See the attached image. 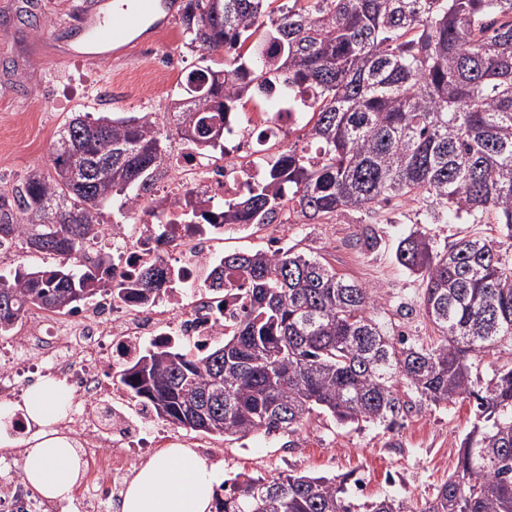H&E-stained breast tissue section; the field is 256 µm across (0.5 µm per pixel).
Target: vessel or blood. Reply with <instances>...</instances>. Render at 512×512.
Listing matches in <instances>:
<instances>
[{"label": "vessel or blood", "mask_w": 512, "mask_h": 512, "mask_svg": "<svg viewBox=\"0 0 512 512\" xmlns=\"http://www.w3.org/2000/svg\"><path fill=\"white\" fill-rule=\"evenodd\" d=\"M177 0H135L132 8L113 9L112 0H86L73 27L93 37H104L114 44L124 43L128 33L144 20L165 19L173 13Z\"/></svg>", "instance_id": "vessel-or-blood-1"}]
</instances>
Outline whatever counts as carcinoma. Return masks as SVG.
Here are the masks:
<instances>
[{"mask_svg":"<svg viewBox=\"0 0 512 512\" xmlns=\"http://www.w3.org/2000/svg\"><path fill=\"white\" fill-rule=\"evenodd\" d=\"M190 41L224 69L188 73L186 98L163 113L70 119L54 141L53 172L36 169L0 190V244L56 260L0 275V338L26 305L71 311L112 284L111 257L87 243L102 207L131 209L163 160L167 124L219 146L213 126L254 89L283 82L316 96L298 108L308 145L288 147L266 182L224 204V223H281L283 210L319 221L422 200L426 224L500 225L512 248V0H182ZM40 221V240L31 228ZM502 241L462 237L440 250L423 235L401 240L396 262L423 277V315L439 338L424 344L384 330L379 291L284 246L224 256L225 279L248 285L251 308L224 344L193 354L163 344L123 369L130 396L186 430L244 437L294 432L318 410L342 425H398L413 408L473 401L475 421L455 471L417 509L406 498L366 512H512V364L490 383L471 358L512 337V263ZM164 282L156 267L131 286L144 297ZM351 476L271 479L238 473L216 512H355Z\"/></svg>","mask_w":512,"mask_h":512,"instance_id":"cac0c4a2","label":"carcinoma"}]
</instances>
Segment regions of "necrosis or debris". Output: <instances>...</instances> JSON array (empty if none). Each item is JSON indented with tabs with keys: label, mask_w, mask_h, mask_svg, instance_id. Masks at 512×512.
<instances>
[{
	"label": "necrosis or debris",
	"mask_w": 512,
	"mask_h": 512,
	"mask_svg": "<svg viewBox=\"0 0 512 512\" xmlns=\"http://www.w3.org/2000/svg\"><path fill=\"white\" fill-rule=\"evenodd\" d=\"M273 90L253 95L239 112L224 115V153L202 152L178 135L166 160L141 192L129 224L104 225L91 247L110 252L115 280L131 281L147 267L163 269L166 282L153 296L106 294L76 311L53 314L27 306L7 341H0V399L21 396L38 381L65 382L72 399L58 430L79 436L87 463L81 499L107 497L115 474L131 472L139 453L170 441L149 404L118 409L123 385L110 381L112 361L134 362L152 343L167 339L202 350L236 330L249 309L243 282L213 293L211 281L224 253L217 245L228 229L224 204L266 176L271 155L287 145L296 112L261 110ZM24 452L0 451V512H59L57 503L24 479Z\"/></svg>",
	"instance_id": "necrosis-or-debris-1"
}]
</instances>
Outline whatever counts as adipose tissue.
Returning a JSON list of instances; mask_svg holds the SVG:
<instances>
[{"label": "adipose tissue", "instance_id": "ef3b65f1", "mask_svg": "<svg viewBox=\"0 0 512 512\" xmlns=\"http://www.w3.org/2000/svg\"><path fill=\"white\" fill-rule=\"evenodd\" d=\"M70 400L58 381L38 382L22 402L0 406V445L9 444L7 423L23 415L28 425L24 475L45 497L68 502L83 477L75 438L52 424ZM221 479L193 449L173 445L150 458L121 493L119 512H212Z\"/></svg>", "mask_w": 512, "mask_h": 512}]
</instances>
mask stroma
<instances>
[{
  "instance_id": "1",
  "label": "stroma",
  "mask_w": 512,
  "mask_h": 512,
  "mask_svg": "<svg viewBox=\"0 0 512 512\" xmlns=\"http://www.w3.org/2000/svg\"><path fill=\"white\" fill-rule=\"evenodd\" d=\"M81 0H0V189L30 170H49L54 139L74 115L140 116L163 110L187 74L202 61L188 44L180 14L162 32L121 57L57 55L69 40ZM373 228L387 246L369 253L358 244ZM422 232L444 247L465 236L499 238L495 224H427L416 200L395 199L370 212L344 211L313 224H257L251 235L225 240L228 253L275 242L325 258L338 275L378 288L391 331L430 342L437 332L419 311L424 284L395 260L398 242ZM474 420L473 404L422 402L402 426H342L311 415L295 433L254 432L241 439L207 436L223 452L224 475L247 472L272 478L287 473L334 477L346 473L363 485L356 503L386 496L424 505L457 465L460 442Z\"/></svg>"
}]
</instances>
